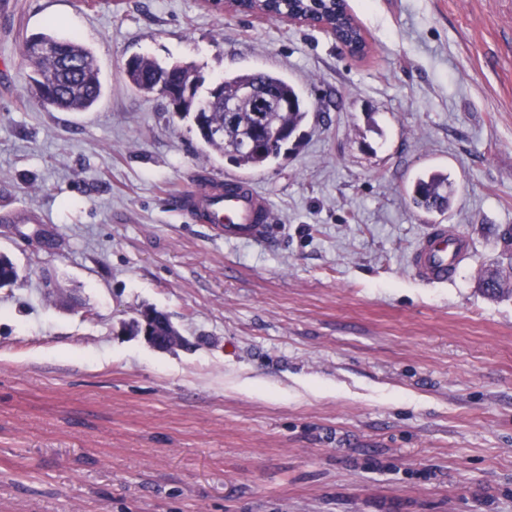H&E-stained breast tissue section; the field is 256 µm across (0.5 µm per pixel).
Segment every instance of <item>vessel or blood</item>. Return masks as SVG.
Instances as JSON below:
<instances>
[{"label":"vessel or blood","instance_id":"obj_1","mask_svg":"<svg viewBox=\"0 0 512 512\" xmlns=\"http://www.w3.org/2000/svg\"><path fill=\"white\" fill-rule=\"evenodd\" d=\"M178 201L193 221L208 225L215 236L225 241L264 243L270 238L268 201L249 181L231 178L222 189L194 187L180 193ZM469 249L465 237L438 224L411 252L410 267L422 282L444 284Z\"/></svg>","mask_w":512,"mask_h":512}]
</instances>
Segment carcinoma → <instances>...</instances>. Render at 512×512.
Wrapping results in <instances>:
<instances>
[{"instance_id":"cac0c4a2","label":"carcinoma","mask_w":512,"mask_h":512,"mask_svg":"<svg viewBox=\"0 0 512 512\" xmlns=\"http://www.w3.org/2000/svg\"><path fill=\"white\" fill-rule=\"evenodd\" d=\"M240 7L260 12L282 13L286 10L304 17H312L332 29L337 39L357 54L364 51L366 39L360 25L349 12L346 0H242ZM41 38L52 41L56 51L44 54L30 38L19 46L23 61L33 69L30 80L44 78L43 102L64 111L83 112L90 109L101 96L99 69L93 54L74 39H58L51 34ZM129 83L143 94L157 92V84L164 81L175 92L199 88L200 77L188 65L163 66L144 57H134L126 64ZM250 87L269 99L267 111H253L252 101L240 96ZM310 107L301 91L278 74L265 71L228 73L223 78V92L202 113L182 112L192 117L201 140L215 153L229 158L238 167L256 170L275 162L286 145L307 121ZM273 128L281 136L269 142L262 138L260 128ZM455 195L448 175L430 171L419 175L411 189L414 207L426 212H444ZM506 262L483 272L479 278L482 291L491 298L512 294V253ZM19 270L14 261L0 253V288L17 282ZM151 313L155 322L154 336H166L173 323L169 316L147 307L140 314Z\"/></svg>"}]
</instances>
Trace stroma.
Returning <instances> with one entry per match:
<instances>
[{"instance_id":"35a3bbf8","label":"stroma","mask_w":512,"mask_h":512,"mask_svg":"<svg viewBox=\"0 0 512 512\" xmlns=\"http://www.w3.org/2000/svg\"><path fill=\"white\" fill-rule=\"evenodd\" d=\"M369 45L203 0H13L0 15V512H512V295L478 277L512 230V0H347ZM77 38L88 112L29 90L18 45ZM271 71L312 107L252 171L272 242H225L173 204L207 149L127 61ZM448 172L456 200L407 189ZM471 249L448 284L409 255ZM168 313L189 347L123 325ZM455 195L448 174L430 171L419 175L411 189L414 207L426 212H444L450 207ZM469 249L465 237L452 233L445 224H436L411 252L410 267L424 283L445 284Z\"/></svg>"}]
</instances>
